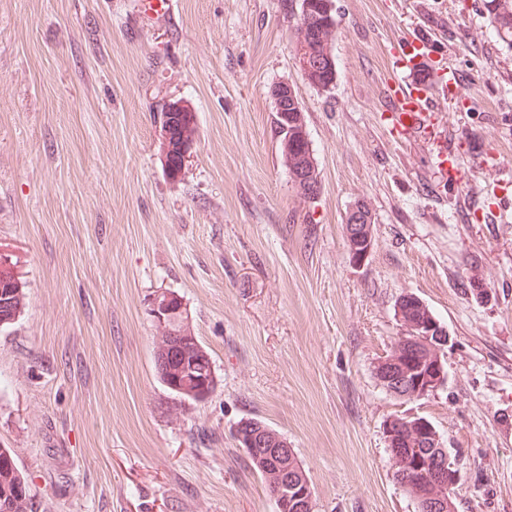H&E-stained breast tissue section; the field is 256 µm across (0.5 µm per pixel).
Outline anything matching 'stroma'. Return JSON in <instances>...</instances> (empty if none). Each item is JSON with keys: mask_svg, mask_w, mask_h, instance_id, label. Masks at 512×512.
Here are the masks:
<instances>
[{"mask_svg": "<svg viewBox=\"0 0 512 512\" xmlns=\"http://www.w3.org/2000/svg\"><path fill=\"white\" fill-rule=\"evenodd\" d=\"M0 0V260L26 294L0 331V448L33 512H275L234 438H285L314 512H417L385 426L422 417L462 478L455 512H512V45L484 0H333L336 85L293 55L286 0ZM464 91L394 128L408 35ZM304 109L320 190L281 158L272 89ZM196 133L166 173L160 113ZM366 202L374 245L349 256ZM488 295L477 298L471 283ZM179 295L217 379L181 401L155 368L156 292ZM448 329L446 384L418 399L374 368L403 294ZM362 210L363 213L367 216V220L363 221L364 214L361 212H358V209ZM354 206H352L347 215H346V232H347V239L348 237L353 240L354 243L359 244L360 246L365 247V249L358 253L354 257V261L361 262L364 259L367 258L368 254L370 253L373 245V236L372 232L369 229V224H372V216L367 208V206L363 202H358ZM363 221V222H362ZM362 222V224H361ZM348 246H349V255H351V252L359 251L361 250V247L357 246L354 247L351 245L349 239H348Z\"/></svg>", "mask_w": 512, "mask_h": 512, "instance_id": "35a3bbf8", "label": "stroma"}]
</instances>
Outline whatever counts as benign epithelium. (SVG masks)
I'll list each match as a JSON object with an SVG mask.
<instances>
[{"mask_svg": "<svg viewBox=\"0 0 512 512\" xmlns=\"http://www.w3.org/2000/svg\"><path fill=\"white\" fill-rule=\"evenodd\" d=\"M334 18L330 13H325V19L311 23L309 9H304L299 14L300 36L315 30L316 27H324L333 24ZM288 88L290 85L281 83L272 90L276 110L283 119H288V106L299 107L298 100H288ZM364 214L353 206L346 215V232L354 243L364 247V250L354 257V261L361 262L367 258L373 245L372 232L369 225L363 223ZM151 313L156 322L166 324L179 318L185 320L184 308L177 310L169 303V295L165 291L158 292L152 299ZM196 342V336L187 327H183L172 333L170 341L165 349L155 356L157 368L167 372L174 367L178 347L190 348ZM449 343L447 329L438 321H428L417 325L400 337V346L408 356L430 352L433 362L429 365L414 361L409 367L401 366V362L392 358H383L379 361L382 383L389 392L406 399H416L436 391L444 386L447 381V371L443 362L445 347ZM185 378L191 381V386L172 384L176 390H182L201 403L206 401L217 384L212 363L207 354L203 353L190 359V362L182 374L176 378ZM420 433L418 441L413 447L394 448V454L406 464L403 485L409 490L417 492L424 501L425 512H447L448 501L439 493L437 488H450L454 486L460 476L459 470L448 464V456L443 444L440 443L438 434L427 422H419ZM235 436L240 447L248 448L255 461L266 462L273 458H284L292 453L288 442L280 440L275 442L258 432H250L243 426L235 427ZM272 496L276 504V512H304L311 507L313 491L309 481L303 479L297 473L282 471L278 477V483L273 485Z\"/></svg>", "mask_w": 512, "mask_h": 512, "instance_id": "benign-epithelium-1", "label": "benign epithelium"}]
</instances>
